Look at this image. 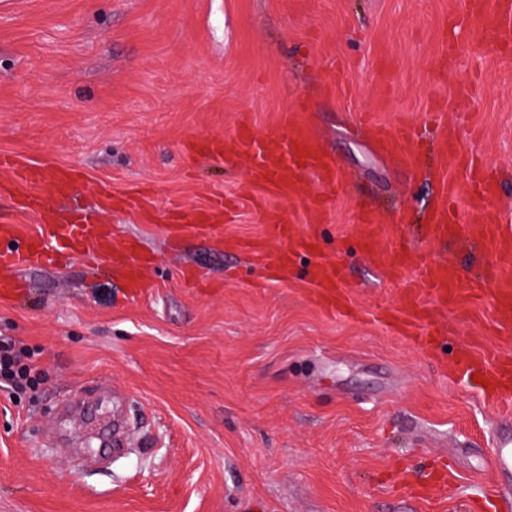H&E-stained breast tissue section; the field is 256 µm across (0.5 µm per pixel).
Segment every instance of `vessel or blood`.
<instances>
[{"instance_id": "obj_1", "label": "vessel or blood", "mask_w": 512, "mask_h": 512, "mask_svg": "<svg viewBox=\"0 0 512 512\" xmlns=\"http://www.w3.org/2000/svg\"><path fill=\"white\" fill-rule=\"evenodd\" d=\"M475 42H491L504 53L512 51V0H466L464 18ZM450 17L449 25H456ZM371 133L385 148L404 163H412L417 153L413 133L405 124H370ZM191 155L245 156L251 159V179L267 187L276 197L299 203L309 223H322L325 214L320 188L338 187L341 176L334 160L326 153L318 138L311 132L303 110L285 115L280 128L264 133L253 125L242 123L231 138L213 136L191 140L185 145ZM441 160L468 173L464 184L440 179V201L430 213L425 235L432 240H447L453 234L450 202L463 200L465 205L484 220L476 228L481 245L490 261L481 280L466 278L454 265L437 259H417L413 248L405 243L382 246L383 218L373 209L360 212L356 235L365 254L390 275L399 276L413 271L399 307L386 316L398 325L400 335L409 337L420 349L432 347L439 334L433 328L431 313L437 308L468 309L478 300L492 303L498 323L512 326V226L503 224L499 215L490 213V205L498 197V182L478 168L474 155L462 152L454 133H446L438 145ZM0 173L6 174L16 188H32L30 208L39 207L49 197L68 195L79 173L68 166L46 167L0 153ZM224 203L215 200L206 207L171 213L160 230L173 234H214L224 232L222 224ZM266 235L278 240L279 248L254 249L257 264L273 272L291 267L295 257L303 253L316 255L317 260L307 269V279L313 289L312 305L328 317L350 313L349 300L344 292V276L332 259L321 256V242L316 236L296 232L287 218L278 212H266ZM81 258L93 267L107 268L121 279L130 297L147 293L152 283L143 272L130 244L115 242L107 225L84 222L52 224L47 235L22 237L18 225L0 220V297L7 299L19 294L22 270L34 267L59 266L73 258ZM453 373L462 377L480 375L489 381L488 397L497 399L512 393V356L490 351L476 340L462 344L452 364ZM452 476L442 466H434L419 484L409 491L423 512H431L434 489H445Z\"/></svg>"}]
</instances>
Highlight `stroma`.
Returning a JSON list of instances; mask_svg holds the SVG:
<instances>
[{
	"mask_svg": "<svg viewBox=\"0 0 512 512\" xmlns=\"http://www.w3.org/2000/svg\"><path fill=\"white\" fill-rule=\"evenodd\" d=\"M463 10L464 0H0V152L81 169V187L52 211L103 218L154 258L153 291L135 300L75 259L24 272L25 293L0 299V336L45 371L35 391L0 386V512H418L396 488L415 472L394 468L418 451L455 471L437 512L500 491L496 408L448 371L471 336L512 353L488 302L440 311L452 332L424 352L370 317L322 316L309 255L287 283L256 288L245 253L166 240L135 211L100 214L96 195L144 186L160 210L221 195L232 203L225 235L261 240L266 208L306 233L301 206L251 183L247 158L182 155L188 139L243 122L276 130L303 103L346 178L320 236L354 306H397L404 288L359 246L361 199L424 253L479 275L489 256L465 204L453 238H423L435 145L449 131L496 171V210L512 221V55L471 49L461 29L455 66L440 69L442 21ZM366 114L414 124L417 161L352 134ZM184 267L205 287H183Z\"/></svg>",
	"mask_w": 512,
	"mask_h": 512,
	"instance_id": "35a3bbf8",
	"label": "stroma"
}]
</instances>
